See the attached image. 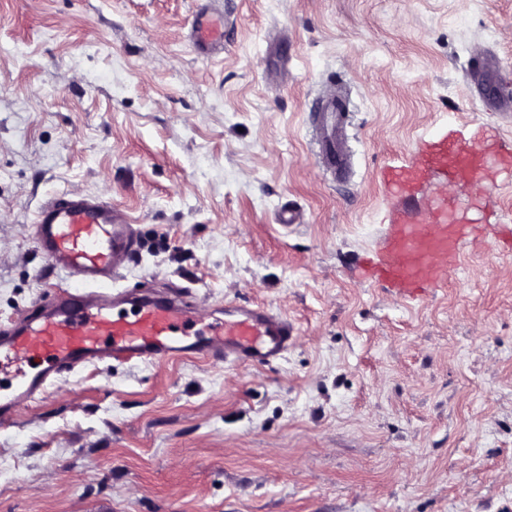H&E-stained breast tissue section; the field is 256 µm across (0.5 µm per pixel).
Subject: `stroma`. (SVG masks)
I'll return each mask as SVG.
<instances>
[{"mask_svg":"<svg viewBox=\"0 0 512 512\" xmlns=\"http://www.w3.org/2000/svg\"><path fill=\"white\" fill-rule=\"evenodd\" d=\"M199 0H0V324L67 287L33 224L104 195L141 242L115 285L283 313L271 365L105 360L0 426V512H512V0H220L224 52L187 39ZM346 102L352 173L312 140ZM485 140L482 188L390 167ZM452 200L460 261L408 296L367 268L396 210ZM292 204L304 215L283 225Z\"/></svg>","mask_w":512,"mask_h":512,"instance_id":"1","label":"stroma"}]
</instances>
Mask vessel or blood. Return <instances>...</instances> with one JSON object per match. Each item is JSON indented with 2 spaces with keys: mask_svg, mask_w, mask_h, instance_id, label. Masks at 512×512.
<instances>
[{
  "mask_svg": "<svg viewBox=\"0 0 512 512\" xmlns=\"http://www.w3.org/2000/svg\"><path fill=\"white\" fill-rule=\"evenodd\" d=\"M224 28L223 13L198 7L189 33L196 54L223 53ZM344 118L335 99L324 101L318 156L334 174L348 166V151L338 137ZM481 160L478 141L436 139L394 173L393 191L402 193L424 175L459 176ZM34 236L50 265L75 286L0 324V425L13 422L18 408L42 395L59 375L104 359L155 362L197 355L211 362L265 365L282 359L294 341L293 324L264 306L228 301L223 317L202 321L187 288L148 295L131 311H117L121 297L112 284L137 255L140 240L110 201L87 194L51 196L37 212ZM463 242L441 213L429 224L398 223L377 253L375 268L382 280L407 288L456 261Z\"/></svg>",
  "mask_w": 512,
  "mask_h": 512,
  "instance_id": "vessel-or-blood-1",
  "label": "vessel or blood"
}]
</instances>
